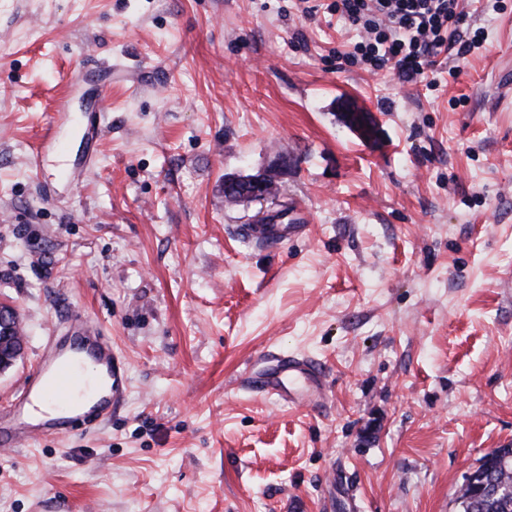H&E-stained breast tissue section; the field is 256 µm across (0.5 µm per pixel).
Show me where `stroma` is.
<instances>
[{"label":"stroma","mask_w":512,"mask_h":512,"mask_svg":"<svg viewBox=\"0 0 512 512\" xmlns=\"http://www.w3.org/2000/svg\"><path fill=\"white\" fill-rule=\"evenodd\" d=\"M311 2L0 6V429L76 320L127 377L106 421L0 449V512H456L512 448V0H460L485 41L431 89L339 68L357 35ZM62 107L69 149L31 172ZM268 169L276 196L225 200ZM296 204L303 236H241ZM263 351L320 363L323 402L248 389ZM15 322L13 309L0 304V372L12 366L23 349L20 330H18V336L14 331ZM2 324H10L13 335H1ZM503 489L504 485L501 482L493 479L488 472L478 471L476 466L466 475L456 497L465 491H469L471 496L480 495L483 498L493 499L501 495Z\"/></svg>","instance_id":"35a3bbf8"}]
</instances>
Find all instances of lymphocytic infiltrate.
<instances>
[{"label": "lymphocytic infiltrate", "mask_w": 512, "mask_h": 512, "mask_svg": "<svg viewBox=\"0 0 512 512\" xmlns=\"http://www.w3.org/2000/svg\"><path fill=\"white\" fill-rule=\"evenodd\" d=\"M327 9L362 35L339 54L340 67L389 71L414 82L435 71L449 45L459 56L480 48V36L461 39L458 0H331Z\"/></svg>", "instance_id": "1"}]
</instances>
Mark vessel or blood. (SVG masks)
Instances as JSON below:
<instances>
[{
	"instance_id": "b4317fda",
	"label": "vessel or blood",
	"mask_w": 512,
	"mask_h": 512,
	"mask_svg": "<svg viewBox=\"0 0 512 512\" xmlns=\"http://www.w3.org/2000/svg\"><path fill=\"white\" fill-rule=\"evenodd\" d=\"M303 220V210L292 206L287 213L265 216L263 223L244 225L242 232L248 239L276 244L303 235L306 231ZM75 331L95 367L94 392L98 397L97 402L89 408L80 402L77 389L83 384L84 377L72 358L60 353L45 355L43 365L31 377L24 395L51 401L68 411L72 420L91 427L106 420L124 397L125 370L111 340L103 336L94 324L86 320L77 321ZM325 383L324 371L311 361L274 354L267 358L262 367L249 374L247 386L266 396L292 403L302 389L320 395Z\"/></svg>"
}]
</instances>
